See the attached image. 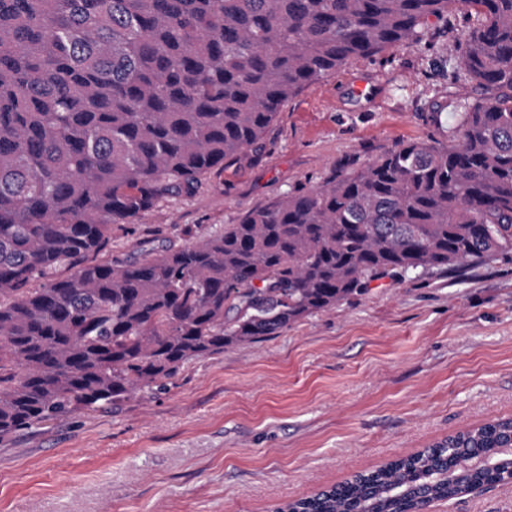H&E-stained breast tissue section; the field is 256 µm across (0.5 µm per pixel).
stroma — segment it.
Masks as SVG:
<instances>
[{
  "instance_id": "1",
  "label": "stroma",
  "mask_w": 512,
  "mask_h": 512,
  "mask_svg": "<svg viewBox=\"0 0 512 512\" xmlns=\"http://www.w3.org/2000/svg\"><path fill=\"white\" fill-rule=\"evenodd\" d=\"M473 26L454 9L416 41L348 61L286 102L261 153L118 234L112 254L217 229L408 140L442 136L464 93L448 52ZM512 418V260L362 295L281 335L194 360L119 408L80 412L0 441V512H272L457 430ZM430 512H512V487Z\"/></svg>"
}]
</instances>
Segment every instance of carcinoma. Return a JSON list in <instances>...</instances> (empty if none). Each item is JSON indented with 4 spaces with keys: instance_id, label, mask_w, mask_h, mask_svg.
Masks as SVG:
<instances>
[{
    "instance_id": "obj_1",
    "label": "carcinoma",
    "mask_w": 512,
    "mask_h": 512,
    "mask_svg": "<svg viewBox=\"0 0 512 512\" xmlns=\"http://www.w3.org/2000/svg\"><path fill=\"white\" fill-rule=\"evenodd\" d=\"M460 6L472 89L443 139L112 257V234L260 150L304 87ZM497 257L512 258V0H0V439L115 408L375 280ZM509 466L501 418L274 512H421Z\"/></svg>"
}]
</instances>
